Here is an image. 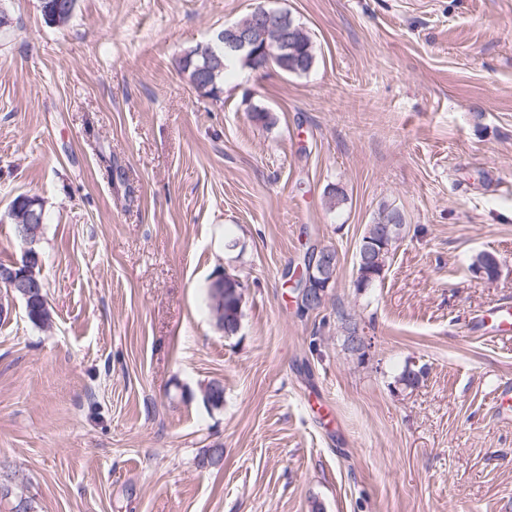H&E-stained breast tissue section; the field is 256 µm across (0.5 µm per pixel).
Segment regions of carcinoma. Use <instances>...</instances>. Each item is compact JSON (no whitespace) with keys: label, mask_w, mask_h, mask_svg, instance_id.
Masks as SVG:
<instances>
[{"label":"carcinoma","mask_w":512,"mask_h":512,"mask_svg":"<svg viewBox=\"0 0 512 512\" xmlns=\"http://www.w3.org/2000/svg\"><path fill=\"white\" fill-rule=\"evenodd\" d=\"M76 0H40L42 16L46 23L54 26L67 24L75 11ZM238 25L252 30L255 42L259 47H268L276 54L279 49V35L274 30L260 28L254 23V14L250 13L238 21ZM295 33L293 39V52L288 56L285 64L287 74L306 73L314 62V48L308 35L299 23H294ZM234 56L224 52V41L219 38L201 48L192 50L179 61L180 70L188 77L191 85L204 97L219 100L223 93L224 72ZM393 224L403 229L402 216L396 210L389 211L377 223L370 225L369 230L362 237L357 256L369 250L373 253L375 261L363 266L356 264V279L354 285L362 290L373 285L381 279L385 271L388 255L393 246L389 241L377 238L380 226ZM241 293L224 290V302L217 306H210V311L216 325L224 326V334L229 336L236 333L241 318ZM28 320L37 327L49 324L50 308L47 298L34 297L26 307Z\"/></svg>","instance_id":"1"}]
</instances>
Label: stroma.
I'll use <instances>...</instances> for the list:
<instances>
[{
    "mask_svg": "<svg viewBox=\"0 0 512 512\" xmlns=\"http://www.w3.org/2000/svg\"><path fill=\"white\" fill-rule=\"evenodd\" d=\"M262 2L77 0L56 27L0 0V262L23 251L11 200L39 196L52 314L0 288V512H512V340L460 331L512 305V0H273L311 70L236 61L202 96L180 58ZM387 206L405 232L361 291ZM312 245L337 274L306 311ZM294 23V39L292 47L294 51L288 56V63L285 64L286 70L281 71L287 74H301L306 73L311 68L314 62V48L308 35L303 31V28L293 18ZM401 223V214L397 210H391L382 219H380L377 224L369 225L370 228L362 237L357 252L356 275L358 276H356L354 285L358 290L369 288L383 276L390 250L398 240L399 235L405 226V224ZM385 224H394L398 227L396 238L392 242H389L388 240L382 242L376 236L379 227ZM367 250H370L373 253V259L377 260L373 261L371 264L362 266L360 264V258L362 253ZM230 279H233V282L235 283L237 282L235 275L226 272H224V278H222L220 275L215 280H213L212 288L211 286L209 287V295L213 301L214 296L212 290L215 294L216 300L221 299L223 294L222 288H224V280L230 281ZM241 299L242 296L240 291L236 293L234 290L229 291L228 289L224 288V302L222 304H218L217 306L212 304L210 305V311L213 319L215 320V323L218 327L221 325L224 326L225 335H233L238 330L241 318ZM221 309L223 310V314L217 317V314ZM43 298L35 296L26 307V315L28 320L37 327H44L50 321V308L48 307L47 292L44 288Z\"/></svg>",
    "mask_w": 512,
    "mask_h": 512,
    "instance_id": "35a3bbf8",
    "label": "stroma"
}]
</instances>
